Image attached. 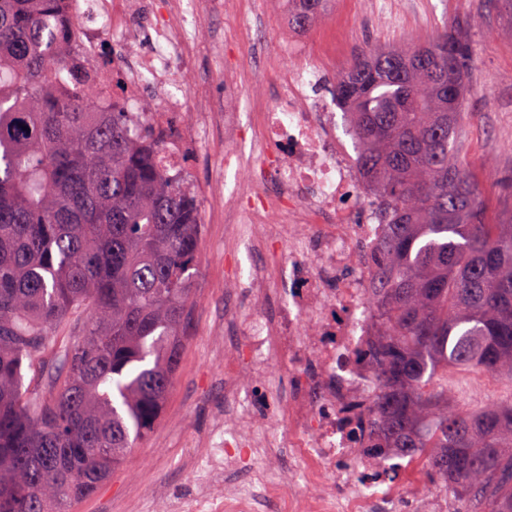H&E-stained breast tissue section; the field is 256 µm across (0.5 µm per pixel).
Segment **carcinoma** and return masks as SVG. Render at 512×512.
<instances>
[{"label":"carcinoma","instance_id":"1","mask_svg":"<svg viewBox=\"0 0 512 512\" xmlns=\"http://www.w3.org/2000/svg\"><path fill=\"white\" fill-rule=\"evenodd\" d=\"M295 1V29L327 4ZM62 2L0 0V512H70L149 436L197 285L203 224L161 163L171 133L80 71ZM466 26L372 42L332 88L389 225L364 449L422 459L457 512H512V400L467 409L448 391L450 368L512 380V212L487 222L461 156Z\"/></svg>","mask_w":512,"mask_h":512}]
</instances>
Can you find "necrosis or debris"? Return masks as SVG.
I'll use <instances>...</instances> for the list:
<instances>
[{"label": "necrosis or debris", "mask_w": 512, "mask_h": 512, "mask_svg": "<svg viewBox=\"0 0 512 512\" xmlns=\"http://www.w3.org/2000/svg\"><path fill=\"white\" fill-rule=\"evenodd\" d=\"M84 62H97L103 29L120 27L131 44L147 50L126 67L119 97L141 109L145 89L156 90L155 117L183 112L170 85L176 63L187 59L183 0H169L165 17L146 23L142 0H66ZM323 68L281 65L280 94L258 114L260 140L275 156L255 164L260 193L224 197L228 253L255 247L276 224L287 254L267 252L257 274L268 284L247 311L230 321L237 331L224 361V446L212 464L236 473L244 459L265 469L255 481L203 487L209 512H455L407 457L389 451L372 459L362 451V430L375 393L366 352L378 341L367 313L369 271L384 225L369 224L358 209L366 187L357 161L327 132L332 106L313 89ZM288 364V393L272 400L255 388L245 396L244 377H267ZM303 480L305 492L284 496L287 479Z\"/></svg>", "instance_id": "necrosis-or-debris-1"}]
</instances>
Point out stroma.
<instances>
[{
	"label": "stroma",
	"mask_w": 512,
	"mask_h": 512,
	"mask_svg": "<svg viewBox=\"0 0 512 512\" xmlns=\"http://www.w3.org/2000/svg\"><path fill=\"white\" fill-rule=\"evenodd\" d=\"M261 18L270 40V56L287 59L293 32L282 0H260ZM464 17L475 52V68L466 103L468 124L464 159L484 187L488 221H497L512 205L494 183L512 175V29L496 16L487 0H424L423 20L413 25L381 9L366 12L363 0H330L322 19L303 34L309 58L327 56L335 82L366 41L401 46L428 41L437 31ZM249 8L214 11L206 19L185 15L192 48L175 80L186 100L198 85H206L215 102H223L227 75L245 74L244 97L225 101L241 115L239 145L251 150L261 101L276 93L274 71H251ZM195 116L186 111L179 134L186 143L184 174L198 197L205 233L198 252V288L190 309L181 363L164 410L147 440L74 512H170L173 504L188 506L206 473V452L224 444V297L256 272L255 254L226 257L224 251V193L253 186L250 169L224 167L227 144L221 131L199 141ZM448 384L461 404L480 407L512 398V381L503 377L452 372Z\"/></svg>",
	"instance_id": "35a3bbf8"
}]
</instances>
